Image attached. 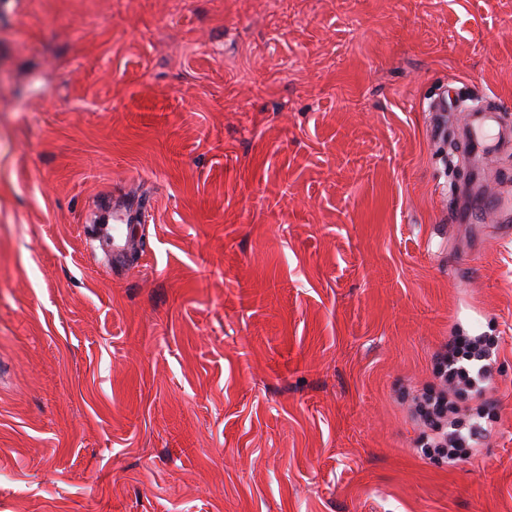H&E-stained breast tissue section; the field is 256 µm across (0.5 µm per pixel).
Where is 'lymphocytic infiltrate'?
I'll use <instances>...</instances> for the list:
<instances>
[{"label": "lymphocytic infiltrate", "instance_id": "f902f5d3", "mask_svg": "<svg viewBox=\"0 0 512 512\" xmlns=\"http://www.w3.org/2000/svg\"><path fill=\"white\" fill-rule=\"evenodd\" d=\"M496 348V340L490 337L458 334L437 353L438 376L449 388L465 389L478 404L463 418L457 403L446 394L422 395L416 411L430 430L422 446L424 455L440 457L453 465L467 458L488 435L495 410L483 397V385L492 374L489 360Z\"/></svg>", "mask_w": 512, "mask_h": 512}]
</instances>
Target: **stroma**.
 Wrapping results in <instances>:
<instances>
[{"mask_svg":"<svg viewBox=\"0 0 512 512\" xmlns=\"http://www.w3.org/2000/svg\"><path fill=\"white\" fill-rule=\"evenodd\" d=\"M442 94L512 124L498 0H0V512H512V240ZM457 330L497 419L451 467L402 395ZM484 197H486V204L479 213V222L486 224L487 220L491 218L490 222L492 227L497 229H504L511 233L512 222V208L511 199L502 197L489 196L485 191H477ZM112 222L114 224L112 228L91 224L87 227L90 231L94 229L108 244L112 252L113 267H115L117 263H121L125 259L126 249L137 242L130 224L138 223V217L126 209L121 199L115 198L112 200Z\"/></svg>","mask_w":512,"mask_h":512,"instance_id":"stroma-1","label":"stroma"}]
</instances>
